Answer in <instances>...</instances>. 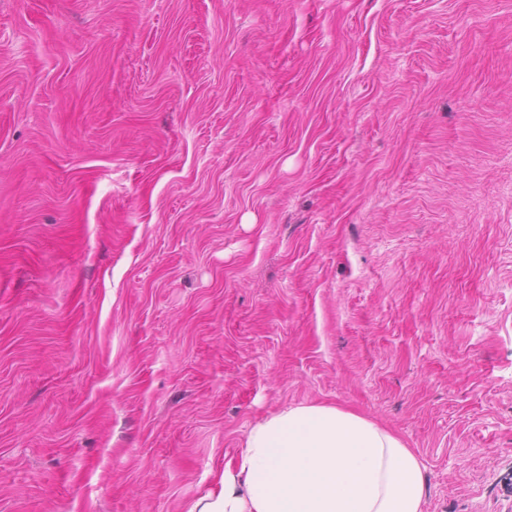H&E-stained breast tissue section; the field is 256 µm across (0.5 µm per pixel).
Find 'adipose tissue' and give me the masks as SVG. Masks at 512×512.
<instances>
[{
  "label": "adipose tissue",
  "mask_w": 512,
  "mask_h": 512,
  "mask_svg": "<svg viewBox=\"0 0 512 512\" xmlns=\"http://www.w3.org/2000/svg\"><path fill=\"white\" fill-rule=\"evenodd\" d=\"M423 466L400 437L334 405L257 421L187 512H423Z\"/></svg>",
  "instance_id": "obj_1"
}]
</instances>
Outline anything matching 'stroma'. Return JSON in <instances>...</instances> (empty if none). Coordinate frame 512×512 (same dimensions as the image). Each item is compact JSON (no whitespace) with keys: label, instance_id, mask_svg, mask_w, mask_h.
<instances>
[{"label":"stroma","instance_id":"stroma-1","mask_svg":"<svg viewBox=\"0 0 512 512\" xmlns=\"http://www.w3.org/2000/svg\"><path fill=\"white\" fill-rule=\"evenodd\" d=\"M299 403L512 512V0H0V512H185Z\"/></svg>","mask_w":512,"mask_h":512}]
</instances>
